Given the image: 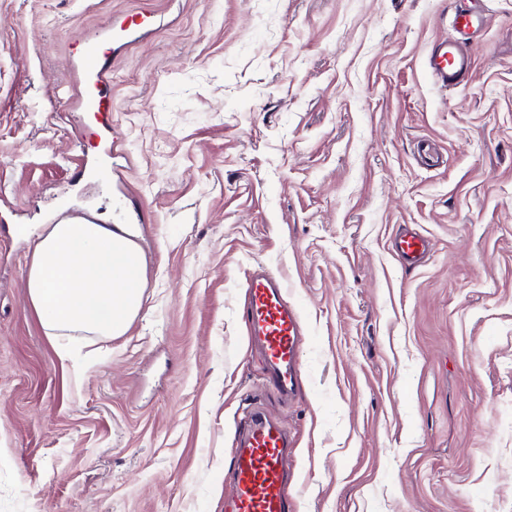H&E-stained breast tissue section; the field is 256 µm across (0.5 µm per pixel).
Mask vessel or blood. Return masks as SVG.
I'll return each mask as SVG.
<instances>
[{"label":"vessel or blood","mask_w":512,"mask_h":512,"mask_svg":"<svg viewBox=\"0 0 512 512\" xmlns=\"http://www.w3.org/2000/svg\"><path fill=\"white\" fill-rule=\"evenodd\" d=\"M485 0H451L455 40L441 43L426 61L432 80L456 88L472 76L470 47L484 25ZM395 249L408 265H416L427 253L428 242L407 232L395 241ZM247 328L261 348L268 379L284 396L295 392L302 369L298 342L305 326L299 310L288 303L281 279L265 274L248 282ZM287 432L257 410L249 411L240 434L233 467V493L224 499V512H294L288 495L289 454Z\"/></svg>","instance_id":"vessel-or-blood-1"}]
</instances>
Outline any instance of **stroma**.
I'll return each instance as SVG.
<instances>
[{"label": "stroma", "instance_id": "stroma-1", "mask_svg": "<svg viewBox=\"0 0 512 512\" xmlns=\"http://www.w3.org/2000/svg\"><path fill=\"white\" fill-rule=\"evenodd\" d=\"M453 36L450 0H0V512H224L255 402L295 512H512V0L444 90ZM92 41L104 117L75 109ZM62 205L137 229L124 335L31 306ZM258 269L307 327L291 402L249 344ZM395 249L409 266H413L427 253L428 241L418 233L407 232L396 239Z\"/></svg>", "mask_w": 512, "mask_h": 512}]
</instances>
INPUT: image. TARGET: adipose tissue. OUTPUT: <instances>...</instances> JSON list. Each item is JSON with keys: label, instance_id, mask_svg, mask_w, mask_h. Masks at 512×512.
I'll list each match as a JSON object with an SVG mask.
<instances>
[{"label": "adipose tissue", "instance_id": "ef3b65f1", "mask_svg": "<svg viewBox=\"0 0 512 512\" xmlns=\"http://www.w3.org/2000/svg\"><path fill=\"white\" fill-rule=\"evenodd\" d=\"M26 288L47 335L112 337L142 309L145 261L122 224H50L34 244Z\"/></svg>", "mask_w": 512, "mask_h": 512}]
</instances>
